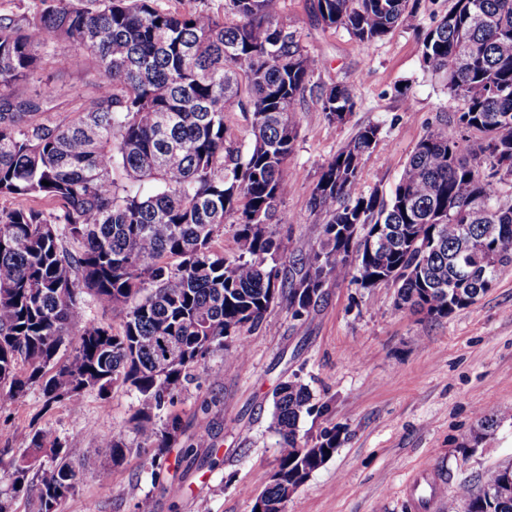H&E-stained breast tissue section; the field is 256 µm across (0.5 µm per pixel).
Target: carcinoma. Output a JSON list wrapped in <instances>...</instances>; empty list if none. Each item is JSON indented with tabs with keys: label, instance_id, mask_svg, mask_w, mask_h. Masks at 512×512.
<instances>
[{
	"label": "carcinoma",
	"instance_id": "carcinoma-1",
	"mask_svg": "<svg viewBox=\"0 0 512 512\" xmlns=\"http://www.w3.org/2000/svg\"><path fill=\"white\" fill-rule=\"evenodd\" d=\"M275 0H224V17L186 13L159 0H100L96 10L48 0L19 25L0 15V402L38 385L45 407L85 392L105 401L121 385L144 406L130 419L150 449L152 484L164 487L180 418L156 426L154 411L195 379L215 351L246 361L240 331L259 324L278 299L292 317L309 313L322 280L352 278L364 288L398 285L397 305L444 318L474 304L512 263V0H452L422 39V58L459 103L452 121L476 147L463 152L447 128L416 145L389 199L353 196L363 158L380 126L368 125L323 167L310 211L326 216L319 241L277 263L281 243L266 230L290 193L286 174L297 128L293 114L316 94L330 123L354 108L350 86L315 87L323 65L274 15ZM419 0H316L319 20L368 47L414 20ZM68 42L71 51L57 46ZM80 68L77 110L62 115L43 84L29 97L7 95L39 71ZM249 117L250 147L227 139V114ZM48 181L49 185L42 184ZM52 205L47 213L27 206ZM237 226L238 254L216 247L224 224ZM361 236L358 254L351 243ZM119 311L120 330L86 316V298ZM74 344L66 360L60 353ZM307 385L282 383L272 429L278 458L253 508L284 512L288 498L329 460L341 430L308 446L300 419L312 413ZM29 448L54 465L39 483L29 455L12 458L10 493L33 494L38 512H57L76 479L50 428ZM128 448L123 433L99 437L100 457L81 467L99 486ZM512 470L485 471L448 512H512V494L492 491Z\"/></svg>",
	"mask_w": 512,
	"mask_h": 512
}]
</instances>
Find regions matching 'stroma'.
Wrapping results in <instances>:
<instances>
[{
	"label": "stroma",
	"mask_w": 512,
	"mask_h": 512,
	"mask_svg": "<svg viewBox=\"0 0 512 512\" xmlns=\"http://www.w3.org/2000/svg\"><path fill=\"white\" fill-rule=\"evenodd\" d=\"M451 0H421L418 23L400 26L374 45H358L342 28L320 24L313 0H275L281 23L294 31L323 65L312 84L351 86L356 105L345 121L327 122L315 95L294 115L298 137L287 170L291 192L268 229L282 257L307 251L319 240L324 215L309 199L322 167L364 126L381 127L365 156L354 195L390 197L418 141L446 124L458 102L422 58L424 32L447 12ZM303 318L285 303L269 307L262 322L244 328L245 364L222 354L207 360V373L174 395L168 410L183 433L169 456L163 487H153L143 465L147 452L129 431L140 396L124 387L108 403L93 394L44 409L39 387L0 406V448L22 454L34 430L52 428L71 461L92 454L96 436L124 432L128 448L101 489L79 473L58 512H136L150 498L153 512H252L270 482L279 438L271 430L274 392L293 378L309 388L317 410L299 422L301 441L312 443L333 427L342 431L334 455L289 498L285 512H411L408 481L427 463L446 473V495L486 470L512 464V266L471 306L434 319L397 307V288H363L329 282ZM500 424L475 451L466 445L481 410ZM197 465L180 462L191 438Z\"/></svg>",
	"instance_id": "1"
}]
</instances>
